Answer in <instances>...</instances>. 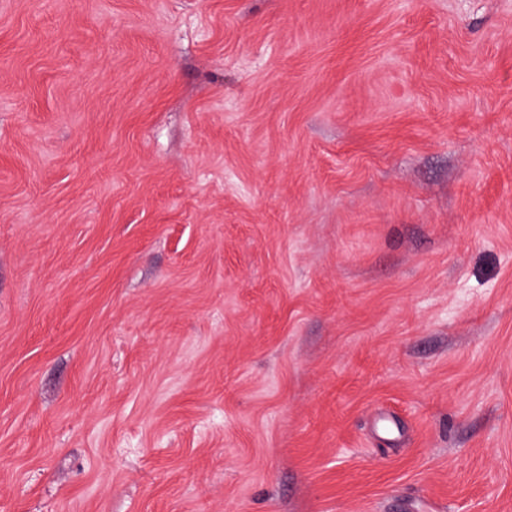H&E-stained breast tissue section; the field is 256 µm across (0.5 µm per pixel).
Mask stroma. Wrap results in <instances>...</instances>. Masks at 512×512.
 Here are the masks:
<instances>
[{"label": "stroma", "mask_w": 512, "mask_h": 512, "mask_svg": "<svg viewBox=\"0 0 512 512\" xmlns=\"http://www.w3.org/2000/svg\"><path fill=\"white\" fill-rule=\"evenodd\" d=\"M0 512H512V0H0Z\"/></svg>", "instance_id": "1"}]
</instances>
